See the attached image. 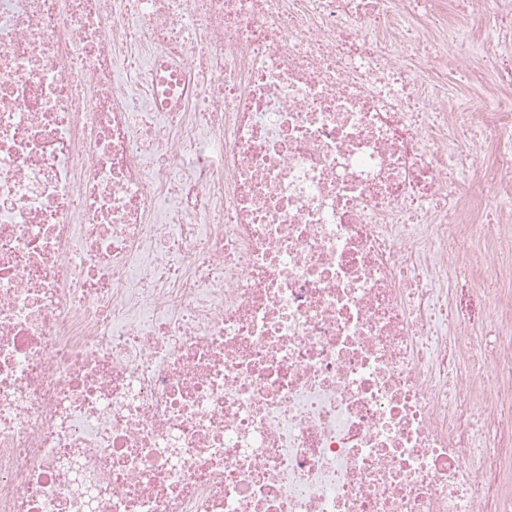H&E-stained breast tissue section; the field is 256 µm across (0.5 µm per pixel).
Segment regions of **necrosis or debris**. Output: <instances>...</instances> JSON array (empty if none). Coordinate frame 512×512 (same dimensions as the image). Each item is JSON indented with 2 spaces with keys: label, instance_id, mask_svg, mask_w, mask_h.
<instances>
[{
  "label": "necrosis or debris",
  "instance_id": "obj_1",
  "mask_svg": "<svg viewBox=\"0 0 512 512\" xmlns=\"http://www.w3.org/2000/svg\"><path fill=\"white\" fill-rule=\"evenodd\" d=\"M452 20L0 0V512H512V95L449 92L512 0ZM481 1L474 5L469 4L468 9L460 14L461 24L470 32L471 40L468 45H457L448 49V63H454L461 56L467 54L473 47H476L484 38L485 33L489 32L484 26V15L489 12L491 7H496V0H476Z\"/></svg>",
  "mask_w": 512,
  "mask_h": 512
}]
</instances>
